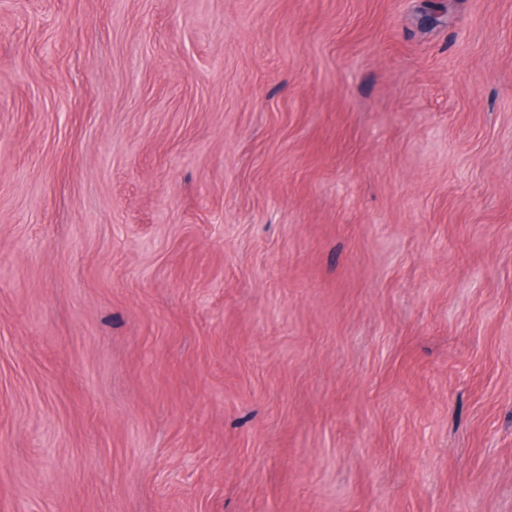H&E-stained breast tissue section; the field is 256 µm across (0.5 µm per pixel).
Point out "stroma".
<instances>
[{
    "instance_id": "35a3bbf8",
    "label": "stroma",
    "mask_w": 512,
    "mask_h": 512,
    "mask_svg": "<svg viewBox=\"0 0 512 512\" xmlns=\"http://www.w3.org/2000/svg\"><path fill=\"white\" fill-rule=\"evenodd\" d=\"M0 512H512V0H0Z\"/></svg>"
}]
</instances>
